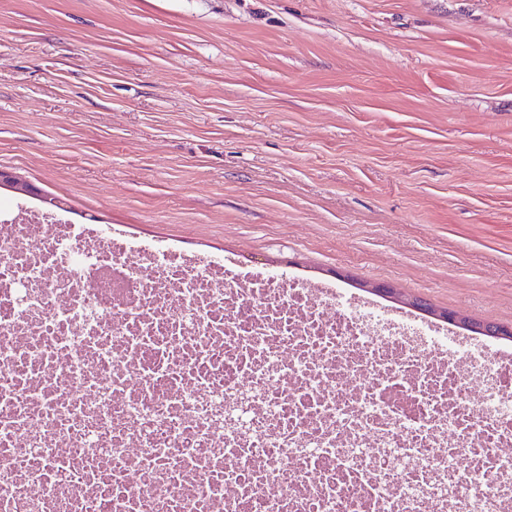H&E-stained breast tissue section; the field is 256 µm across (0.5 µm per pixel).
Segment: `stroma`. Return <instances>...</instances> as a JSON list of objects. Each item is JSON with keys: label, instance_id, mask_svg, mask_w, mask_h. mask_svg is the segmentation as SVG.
I'll use <instances>...</instances> for the list:
<instances>
[{"label": "stroma", "instance_id": "stroma-1", "mask_svg": "<svg viewBox=\"0 0 512 512\" xmlns=\"http://www.w3.org/2000/svg\"><path fill=\"white\" fill-rule=\"evenodd\" d=\"M0 208L512 326V0H0Z\"/></svg>", "mask_w": 512, "mask_h": 512}]
</instances>
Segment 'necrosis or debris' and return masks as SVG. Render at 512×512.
Instances as JSON below:
<instances>
[{
	"label": "necrosis or debris",
	"mask_w": 512,
	"mask_h": 512,
	"mask_svg": "<svg viewBox=\"0 0 512 512\" xmlns=\"http://www.w3.org/2000/svg\"><path fill=\"white\" fill-rule=\"evenodd\" d=\"M446 345L332 287L2 218L0 512H512V367Z\"/></svg>",
	"instance_id": "4bbe7bcc"
}]
</instances>
